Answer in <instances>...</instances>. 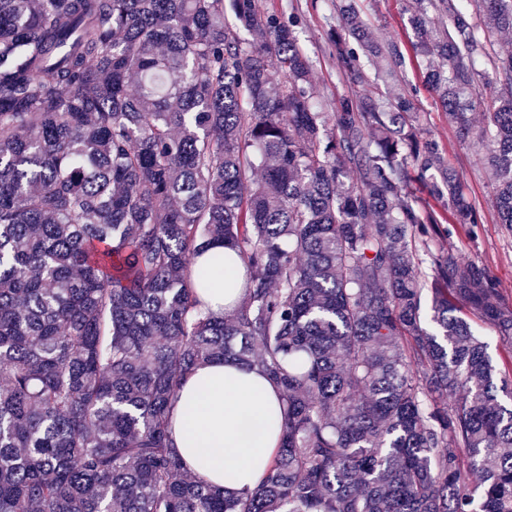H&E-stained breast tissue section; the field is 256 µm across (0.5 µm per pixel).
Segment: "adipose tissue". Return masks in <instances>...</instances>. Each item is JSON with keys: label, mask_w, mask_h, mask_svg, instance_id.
Returning <instances> with one entry per match:
<instances>
[{"label": "adipose tissue", "mask_w": 512, "mask_h": 512, "mask_svg": "<svg viewBox=\"0 0 512 512\" xmlns=\"http://www.w3.org/2000/svg\"><path fill=\"white\" fill-rule=\"evenodd\" d=\"M282 403L259 369L214 361L184 381L174 438L187 464L228 496L254 490L279 445Z\"/></svg>", "instance_id": "obj_1"}]
</instances>
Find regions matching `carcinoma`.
Wrapping results in <instances>:
<instances>
[{
    "instance_id": "carcinoma-1",
    "label": "carcinoma",
    "mask_w": 512,
    "mask_h": 512,
    "mask_svg": "<svg viewBox=\"0 0 512 512\" xmlns=\"http://www.w3.org/2000/svg\"><path fill=\"white\" fill-rule=\"evenodd\" d=\"M407 11L408 49L336 4L351 92L328 112L297 20L254 0H0V512H512V362L477 330L512 350V302L430 250L481 218L417 89L363 90L422 66L448 125L486 142L512 228V0ZM215 245L245 266L222 316L192 283ZM213 361L281 391L244 497L191 474L170 431Z\"/></svg>"
}]
</instances>
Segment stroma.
Masks as SVG:
<instances>
[{"label":"stroma","instance_id":"stroma-1","mask_svg":"<svg viewBox=\"0 0 512 512\" xmlns=\"http://www.w3.org/2000/svg\"><path fill=\"white\" fill-rule=\"evenodd\" d=\"M259 10L281 16L295 15L300 44L313 61L312 80L323 102L342 94L347 82L329 55L328 28L336 21L334 0H255ZM364 19L383 38L403 34L405 0H359ZM418 116L446 150L450 168L459 173L467 196L476 204L481 223L455 226L446 238L436 241L435 250H456L468 261L487 268L496 279L503 295L512 300V231L499 224L493 208V187L480 162L482 149L476 140H461L449 126L444 112L433 96L420 91Z\"/></svg>","mask_w":512,"mask_h":512}]
</instances>
